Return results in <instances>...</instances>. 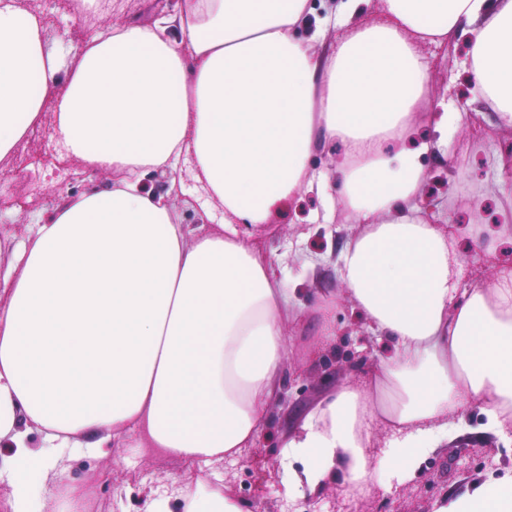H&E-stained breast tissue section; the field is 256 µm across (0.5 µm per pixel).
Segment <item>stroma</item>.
Masks as SVG:
<instances>
[{
    "label": "stroma",
    "mask_w": 512,
    "mask_h": 512,
    "mask_svg": "<svg viewBox=\"0 0 512 512\" xmlns=\"http://www.w3.org/2000/svg\"><path fill=\"white\" fill-rule=\"evenodd\" d=\"M19 4L40 16L49 43L60 45L63 64L69 67L84 50L86 25L105 29L146 20L169 6L170 0H113L84 24L71 19L70 0H58L51 13L43 0H19ZM467 40L463 34L446 44L419 46L431 74L423 112H436L443 101L449 111L463 115L454 155L425 156L431 179L420 196L433 223L452 232L470 220L472 184L482 185L484 221L490 225L506 202L501 184L512 185V128L498 126L490 107L467 94L469 74L463 68ZM44 151L43 143L31 133L0 161V242L16 249L27 242L31 222L55 206V163L43 160ZM29 157L41 158V166L25 168L22 161ZM177 165L187 177L180 191L168 193L167 198L179 219L191 216L205 231H219L224 221L222 205L196 179L192 156L182 155ZM356 230L340 206L326 208L316 194L303 192L286 205L283 214L261 225L254 239L264 258L278 266L286 287L295 289L298 300L305 302L316 290L339 288L338 252ZM460 262V285L467 288L512 269V240L491 252L475 246L462 249ZM284 332L289 350L281 397L268 409L254 441L238 455L207 465L189 464L123 442L113 443L103 455L63 449L66 480L85 488L86 512H144L147 500L171 491L173 481L188 474L227 490L248 503L251 512H434L440 500L463 494L485 480L512 475V428L502 436L481 433L480 413L470 407L462 414L465 436L429 455L413 479L388 488L372 481L357 496L335 481L312 494L286 495L280 438L295 428L308 407L340 383L364 380L368 367H348L346 357L349 351H363L374 333L347 304L337 312L335 338L316 351H309L310 336L294 325H286Z\"/></svg>",
    "instance_id": "35a3bbf8"
}]
</instances>
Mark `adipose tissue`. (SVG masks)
I'll list each match as a JSON object with an SVG mask.
<instances>
[{"label":"adipose tissue","mask_w":512,"mask_h":512,"mask_svg":"<svg viewBox=\"0 0 512 512\" xmlns=\"http://www.w3.org/2000/svg\"><path fill=\"white\" fill-rule=\"evenodd\" d=\"M340 0L310 38L309 0H179L150 24L90 29L71 68L38 17L0 0V160L45 109L67 155L111 173L34 225L18 264L0 269V443L11 451L8 512H85L59 448L116 440L186 460L238 454L281 393L285 324L324 342L351 304L388 350L366 385L340 384L280 442L286 494L412 478L477 407L512 424V272L457 287L454 235L420 216L431 148L454 151L462 113L418 139L429 67L417 50L470 30L473 94L512 127V0H382L388 21L320 50ZM344 145L315 170L317 140ZM192 152L223 229L180 223L154 173ZM335 193L360 230L337 258L336 292L304 304L244 237L300 190ZM391 429L369 454L370 423ZM40 428L31 450L22 423ZM183 512H250L202 479L177 489ZM435 512H512V477Z\"/></svg>","instance_id":"ef3b65f1"}]
</instances>
